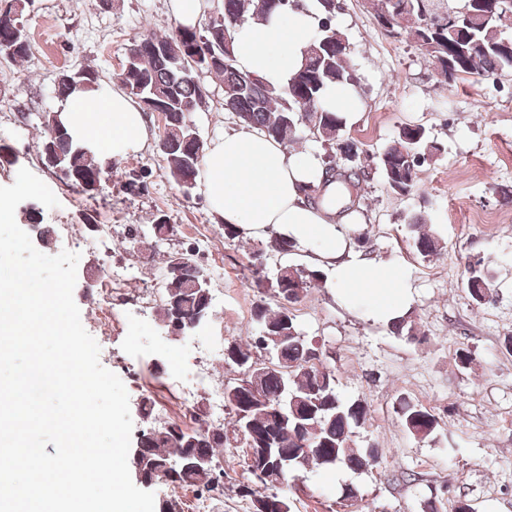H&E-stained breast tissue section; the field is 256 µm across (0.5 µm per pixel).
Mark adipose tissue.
Wrapping results in <instances>:
<instances>
[{
    "instance_id": "ef3b65f1",
    "label": "adipose tissue",
    "mask_w": 512,
    "mask_h": 512,
    "mask_svg": "<svg viewBox=\"0 0 512 512\" xmlns=\"http://www.w3.org/2000/svg\"><path fill=\"white\" fill-rule=\"evenodd\" d=\"M318 24L312 7L266 23L240 24L234 39L238 67L272 84H287ZM61 117L74 140L115 159L138 150L145 136L141 106L114 88L78 92ZM322 171L314 152L291 151L256 127L225 130L202 158L204 194L215 223L234 225L248 237L276 233L307 262L327 270L331 288L344 302L364 306L374 320L393 321L410 303L400 272L358 254L335 209L312 208L303 196V187L318 183Z\"/></svg>"
}]
</instances>
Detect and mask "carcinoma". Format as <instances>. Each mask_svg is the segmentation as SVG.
<instances>
[{
  "label": "carcinoma",
  "instance_id": "1",
  "mask_svg": "<svg viewBox=\"0 0 512 512\" xmlns=\"http://www.w3.org/2000/svg\"><path fill=\"white\" fill-rule=\"evenodd\" d=\"M0 1L4 2L0 11H5L0 14V58L22 61L30 51L22 23L27 0ZM336 2L315 0L320 34L305 50L300 65L284 86L270 84L238 68L234 33L237 26L249 19H266L303 9L305 0H223L222 23L213 18L200 28L177 25L165 36L148 33L132 43L136 62L120 74V83L139 101L159 96L161 110L166 113L164 149L160 153L185 195H191L198 185L205 150L188 114L204 108L207 97L202 94L199 74L193 69L185 71L180 61L156 56L152 51L156 43L169 44L178 51L191 49V55L200 57L199 67L204 73L222 78L224 111L231 113L238 124L259 127L283 141L301 128L308 129L340 160L326 162L322 181L303 188L306 201L319 207L336 192L344 197L342 210L355 206L366 177L365 170L355 164L359 147L343 136L345 121L341 114L320 105L327 86L357 83L355 70L346 64L348 37L332 25ZM420 7L418 0H376L379 15L407 16L403 31L414 40L420 53L432 60L445 82L512 72V50L505 49V43L512 44V36L505 35V31L512 29V18L492 19L473 26L470 33L475 51L450 74L448 57L459 36L457 25L448 21V10L454 8V2L426 0L422 18ZM80 83L85 88L99 84L98 72L86 69L61 73L57 96L66 100L79 90ZM41 125V145L52 143L62 155L60 166L69 187L83 194L85 184L97 182L102 186L100 193L109 191L103 160L95 153L88 154L86 146L74 141L70 133H57L55 113H45ZM441 151V144L430 137L423 125L409 123L398 128L391 144L377 156L376 164L390 192L406 197L416 188L418 168ZM24 219L44 245H51L54 230L42 223L39 211L24 212ZM409 227L417 253L424 258L440 253V239L424 232L420 219H412ZM287 249L289 244L275 236L249 255L254 283L264 288L269 299H261L253 308L259 336L248 344L233 340L225 346L228 353L224 354V363L235 367L240 375L235 382L224 384V403L234 417L232 429L208 425L189 431L176 423L153 419L139 436L151 461V467L142 471L145 477L154 482L162 480L175 488L222 492L224 471H171L167 464L180 454L214 459L219 448H239L246 477L235 485L236 494L250 499L253 512H260L257 502L263 498L275 505L272 512H291L288 496L282 494L284 483L271 480L259 484L253 479L247 449L269 442L270 452L264 465L273 472L284 470L287 478L292 476L299 457L306 459V465L312 464L326 474L344 466L369 469L377 463L373 449L350 445L355 429L367 421V407L339 397L333 371L322 364L315 354L313 340L301 332L289 310L309 288L323 282L325 273L285 265L273 278L264 280V270L256 265L264 254L284 253ZM207 277L195 256L187 252L166 256L161 307L164 327L173 333L186 331L189 323L210 313L211 288L196 287ZM463 285L474 303L484 305L492 300L490 277L483 261L467 264ZM391 330L421 341L409 315L391 324ZM394 409L413 437L422 441L435 436L439 421L427 407L400 397Z\"/></svg>",
  "mask_w": 512,
  "mask_h": 512
}]
</instances>
